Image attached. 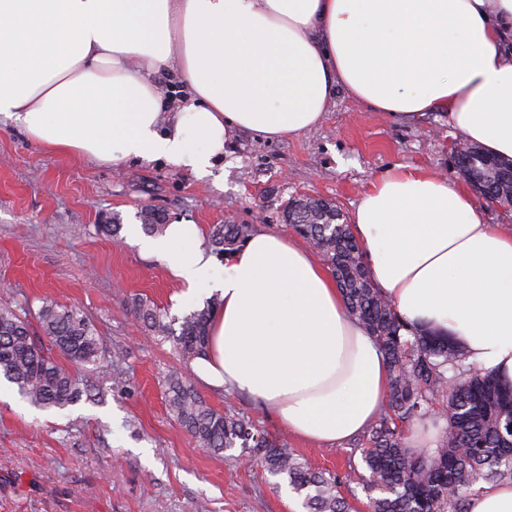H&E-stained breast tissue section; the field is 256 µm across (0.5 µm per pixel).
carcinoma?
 <instances>
[{
  "mask_svg": "<svg viewBox=\"0 0 512 512\" xmlns=\"http://www.w3.org/2000/svg\"><path fill=\"white\" fill-rule=\"evenodd\" d=\"M489 157L467 144L458 168L476 184L493 185V201L510 206L512 159ZM284 218L333 273L348 312L369 331L387 362V401L361 448L366 473L358 480L367 492L368 512H469L477 483L511 484L512 389L502 387L493 372L467 362L460 347L399 316L374 288L360 244L335 205L299 198L288 204ZM140 219L148 233L167 223L165 215L150 209L141 211ZM250 236L248 224H221L207 241L224 257ZM131 312L150 338L173 341L186 362L205 354L214 306L179 318L139 300ZM36 320L51 346L72 362L100 359L98 331L81 309L45 302ZM0 375L42 409H64L85 392L84 383L35 342L27 313L10 306L0 307ZM165 399L170 414L200 447L215 454L248 449L254 464L303 497L307 512H349L339 491L342 477L312 468L287 440L269 437L233 405L217 410L178 378L167 381ZM437 408L445 425L435 447H409L406 430Z\"/></svg>",
  "mask_w": 512,
  "mask_h": 512,
  "instance_id": "cac0c4a2",
  "label": "carcinoma"
}]
</instances>
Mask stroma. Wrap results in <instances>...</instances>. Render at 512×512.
<instances>
[{"label": "stroma", "mask_w": 512, "mask_h": 512, "mask_svg": "<svg viewBox=\"0 0 512 512\" xmlns=\"http://www.w3.org/2000/svg\"><path fill=\"white\" fill-rule=\"evenodd\" d=\"M459 138L444 113L396 123L337 91L321 125L296 138L235 134L223 171L130 159L119 168L52 153L0 123V306L43 301L81 308L104 351L73 365L90 395L63 411L40 410L0 384V512H304L241 449L211 454L169 414L165 383L177 376L215 409L232 404L313 468H361V440L319 445L288 434L273 413L196 380L171 343H155L131 314L135 300L174 309L178 287L141 252L139 212L169 220L227 222L294 237L282 213L299 196L333 200L350 215L367 184L388 170L425 169L459 180ZM117 221L118 236L99 231Z\"/></svg>", "instance_id": "1"}]
</instances>
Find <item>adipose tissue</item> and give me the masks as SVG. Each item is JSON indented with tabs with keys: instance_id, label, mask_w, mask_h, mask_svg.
Returning <instances> with one entry per match:
<instances>
[{
	"instance_id": "adipose-tissue-1",
	"label": "adipose tissue",
	"mask_w": 512,
	"mask_h": 512,
	"mask_svg": "<svg viewBox=\"0 0 512 512\" xmlns=\"http://www.w3.org/2000/svg\"><path fill=\"white\" fill-rule=\"evenodd\" d=\"M512 0H0V120L100 165L165 160L211 175L234 132L317 127L338 89L398 121L443 112L457 136L512 158ZM190 95L166 112L156 75ZM369 275L411 325L462 345L512 387V228L466 186L395 169L351 215ZM192 298L211 257L200 225L145 239ZM206 386L269 407L292 434L364 431L389 392L385 358L310 251L258 233L227 256Z\"/></svg>"
}]
</instances>
